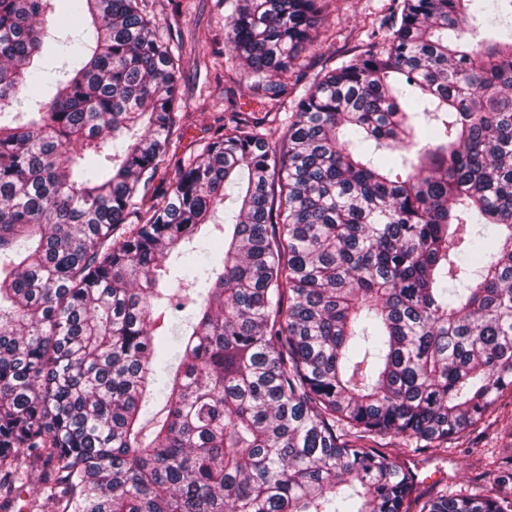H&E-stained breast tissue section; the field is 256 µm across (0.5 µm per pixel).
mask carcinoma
I'll list each match as a JSON object with an SVG mask.
<instances>
[{"instance_id":"cac0c4a2","label":"carcinoma","mask_w":512,"mask_h":512,"mask_svg":"<svg viewBox=\"0 0 512 512\" xmlns=\"http://www.w3.org/2000/svg\"><path fill=\"white\" fill-rule=\"evenodd\" d=\"M69 2L92 34L49 76L55 0H0V512H512L371 446L442 448L512 390V29L480 36L512 0H401L280 148L234 111L160 198L180 56L143 0ZM224 6L276 120L324 0Z\"/></svg>"}]
</instances>
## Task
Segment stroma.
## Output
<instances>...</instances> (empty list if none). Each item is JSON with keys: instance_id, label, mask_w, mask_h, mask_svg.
<instances>
[{"instance_id": "1", "label": "stroma", "mask_w": 512, "mask_h": 512, "mask_svg": "<svg viewBox=\"0 0 512 512\" xmlns=\"http://www.w3.org/2000/svg\"><path fill=\"white\" fill-rule=\"evenodd\" d=\"M392 0H326L313 46L302 52L297 71L304 79L358 52L371 32L386 21ZM164 38L180 46V128L172 137L157 191H165L180 158L201 153L204 144L227 119L224 99L233 88L238 107L257 111L244 82H231L232 52L226 42L228 11L223 0H146ZM387 448L407 466L419 469L420 489L435 493L473 487L491 459L512 456V395H501L474 428L449 439L446 450L417 448L405 436L387 438Z\"/></svg>"}]
</instances>
